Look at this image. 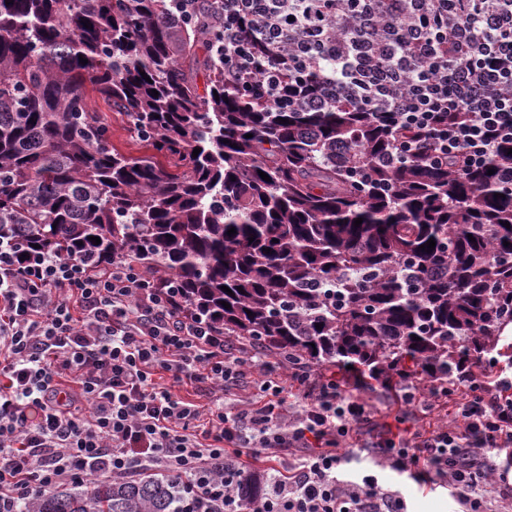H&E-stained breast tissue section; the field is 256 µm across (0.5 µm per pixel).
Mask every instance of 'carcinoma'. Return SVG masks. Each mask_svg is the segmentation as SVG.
<instances>
[{
    "label": "carcinoma",
    "instance_id": "carcinoma-1",
    "mask_svg": "<svg viewBox=\"0 0 512 512\" xmlns=\"http://www.w3.org/2000/svg\"><path fill=\"white\" fill-rule=\"evenodd\" d=\"M173 12L171 0H0V245L135 262L218 332L358 390L512 360L509 147L463 175L386 167L392 136L357 104L305 102L320 70L288 67L296 101L279 106L226 80L212 31ZM88 87L150 153L112 145ZM236 488L261 493L254 475ZM184 489L140 471L17 509L182 512Z\"/></svg>",
    "mask_w": 512,
    "mask_h": 512
}]
</instances>
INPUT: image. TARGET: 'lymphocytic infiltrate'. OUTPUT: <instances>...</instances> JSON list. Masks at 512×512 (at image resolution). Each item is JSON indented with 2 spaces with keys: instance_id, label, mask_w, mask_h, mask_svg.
<instances>
[{
  "instance_id": "f902f5d3",
  "label": "lymphocytic infiltrate",
  "mask_w": 512,
  "mask_h": 512,
  "mask_svg": "<svg viewBox=\"0 0 512 512\" xmlns=\"http://www.w3.org/2000/svg\"><path fill=\"white\" fill-rule=\"evenodd\" d=\"M224 77L287 96L286 64L333 69L317 103L346 97L395 132L393 161L459 171L486 166L512 144V10L498 0H404L401 29L382 27L388 0H213ZM345 28L336 40L327 16ZM268 46L290 43V58L254 69L243 53L250 20ZM459 54L439 59L441 36ZM176 287L133 264L91 269L79 256L21 259L0 247V512L32 491L157 468L183 479L189 512H407L399 491L374 475L338 478L374 412L335 377L312 380L262 352L233 348L203 318L185 314ZM482 382L448 377L434 396L456 421L428 432L387 427L375 445L397 473L430 469L463 512H489L496 494L512 512V478L494 449L512 447V366L484 359ZM287 370L295 391L279 385ZM205 383L199 407L176 395ZM252 385L247 398L225 391ZM297 454L277 466L279 451ZM266 458L265 489L246 500L232 476Z\"/></svg>"
}]
</instances>
